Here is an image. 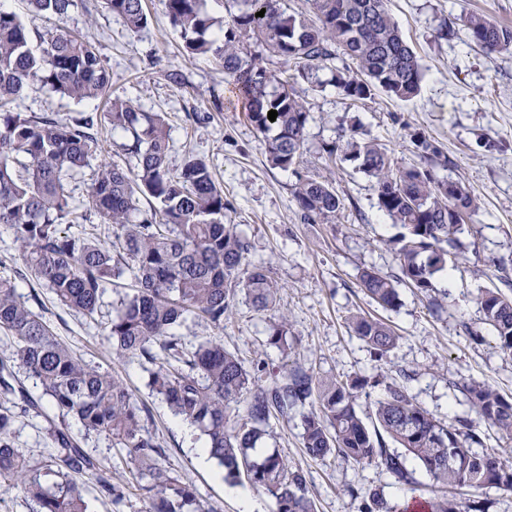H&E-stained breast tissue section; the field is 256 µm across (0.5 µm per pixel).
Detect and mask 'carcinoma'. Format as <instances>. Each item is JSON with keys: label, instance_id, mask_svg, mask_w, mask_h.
Masks as SVG:
<instances>
[{"label": "carcinoma", "instance_id": "cac0c4a2", "mask_svg": "<svg viewBox=\"0 0 512 512\" xmlns=\"http://www.w3.org/2000/svg\"><path fill=\"white\" fill-rule=\"evenodd\" d=\"M28 7L62 21L76 0H25ZM144 0H106L107 8L127 27L148 25ZM172 25L184 35V52L205 56L224 70V79L246 107V116L262 134L272 166L288 170L300 164L309 118L291 80L320 69L342 54L360 75L339 69L331 82L346 98L365 100L377 92L409 101L421 92L424 69L391 16L388 0H309L313 18L288 13L282 0H235L237 13L213 29L203 0H164ZM264 11V16L256 13ZM470 41L486 54L512 50V25L483 13L460 18ZM253 38L293 69L274 72L251 54L242 38ZM38 83L77 101L104 99L103 115L72 122L11 110L29 86ZM112 76L95 45L58 25L31 35L18 13L0 6V225L11 229L23 251L25 269L56 300L93 316L106 289L131 271L134 294L120 300L108 324V336L120 356L137 355L151 364L148 386L172 413L199 430L210 458L224 480L250 485L274 499L277 512H314L302 471L273 451L262 459L250 450L266 434L272 413L302 414V447L318 459L338 455L374 465L403 485H416L411 457L432 486L512 490V460L497 452L478 451L483 423L512 433V400L479 382H449L463 392L476 420L444 427L419 406L396 381L384 385L374 401V422L367 425L357 406L369 385L365 377L322 378L297 367L278 379L259 382L262 368L249 371L224 349L219 336L187 345L174 332L189 319H205L218 330L242 292L257 312L270 310L278 285L261 264L246 261L248 245L234 225L224 223L230 203L212 178L208 163L194 155L171 170L170 129L164 115L146 112L130 98L111 96ZM278 113L275 121L268 112ZM104 120L112 131L130 135L120 149L135 158L132 168L102 161L88 190L87 206L112 226V241L93 233L68 234L63 224H80L86 214L74 203L67 179L90 165L97 148L95 125ZM411 138L423 157L445 166L438 146L423 133ZM342 160L375 179L379 209L401 226L397 239L399 274L363 268L358 285L370 301L387 309L399 306L398 287L406 284L427 295L435 274L457 262V234L477 199L460 181L439 178L426 166L395 167L379 144L351 133L332 143L328 156ZM153 199L141 210L139 195ZM294 198L301 219L333 223L344 200L331 181L300 175ZM476 302L494 333L497 348L512 355V297L484 289ZM355 337L383 357L399 342L384 321L357 314ZM285 317L270 326L267 344L287 351ZM0 334L13 343L9 362L39 383L52 414L42 413L28 390L0 373V484L18 490L35 505L34 512H89L88 476L97 492L115 502L124 498L112 481V468L85 451L95 436L116 448L130 465L129 474L145 492L143 512H210L192 481L170 475L158 464L163 448L146 431L143 414L127 386L109 370L88 362L60 340L53 328L22 303L16 286L0 279ZM43 414L58 463L31 464L15 444L14 428L29 411ZM80 431L75 433L72 426ZM405 450L389 452L386 441ZM455 464L448 465V457ZM430 512H484L474 500L462 505L442 494Z\"/></svg>", "mask_w": 512, "mask_h": 512}]
</instances>
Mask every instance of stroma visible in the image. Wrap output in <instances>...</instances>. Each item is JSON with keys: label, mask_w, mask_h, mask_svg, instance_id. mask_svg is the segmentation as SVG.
I'll return each instance as SVG.
<instances>
[{"label": "stroma", "mask_w": 512, "mask_h": 512, "mask_svg": "<svg viewBox=\"0 0 512 512\" xmlns=\"http://www.w3.org/2000/svg\"><path fill=\"white\" fill-rule=\"evenodd\" d=\"M145 5L149 24L137 32L112 14L105 0H79L64 24L96 42L112 74L113 94L132 98L145 111L167 114L171 168H179L191 154L209 163L232 205L226 223L246 237L248 261L270 270L280 288L271 311H254L240 295L222 332L208 322L190 320L179 327V335L194 343L221 334L225 348L246 369L263 366L268 377L297 366L343 379L368 377L370 384L358 401L364 416L371 413L382 382L400 379L405 370L412 374L404 380L409 394L447 426L457 425L468 412L464 395L450 390L449 381L475 380L512 398V356L499 351L475 303L480 289L501 287L503 277L512 278V51L489 56L465 32L453 39L446 36L449 21L475 10L512 25V0H389L393 18L424 67L420 95L399 101L380 93L353 101L332 86L330 70L298 79L295 91L309 119L295 173L271 166L263 135L230 92L223 71L208 58L184 53L183 35L170 24L163 0H145ZM172 72L178 73V82L169 80ZM15 109L70 121L102 111L103 104L78 103L35 84ZM354 129L361 138L386 147L401 168L424 165L411 140L412 132H423L448 159L439 176L463 182L479 203L459 236L456 269L437 273L429 296L400 287V305L393 311L371 303L356 276L366 266L397 273L400 229L379 210L374 179L354 163H329L325 153L327 144ZM97 138L91 167L70 182L78 203L87 199L93 165L104 159L128 162L116 151L122 135L102 125ZM300 172L333 182L346 204L336 223L301 221L293 197ZM500 260L505 270H497ZM23 268L11 230L0 226V278L14 281L20 299L32 302L34 311L74 352L122 378L137 403L150 412L147 427L166 451L160 465L172 476L193 481L200 498L217 512H244L249 500L261 512H276L274 499L266 493L218 478L216 462L201 465L187 446L184 422L151 392L138 358L116 355L105 327L120 305L118 294L106 291L98 314L90 319L57 303L35 279L19 278ZM357 312L385 319L399 335L386 357H374L351 333L348 318ZM282 315L289 329L284 353L266 343L271 323ZM270 424L259 447L286 455L302 470L315 512H364L373 490L401 512L409 503L434 495L426 476L413 489L394 483L385 471L340 456L308 457L299 417H274ZM15 436L31 462L50 463L54 446L42 419L19 420Z\"/></svg>", "instance_id": "1"}]
</instances>
